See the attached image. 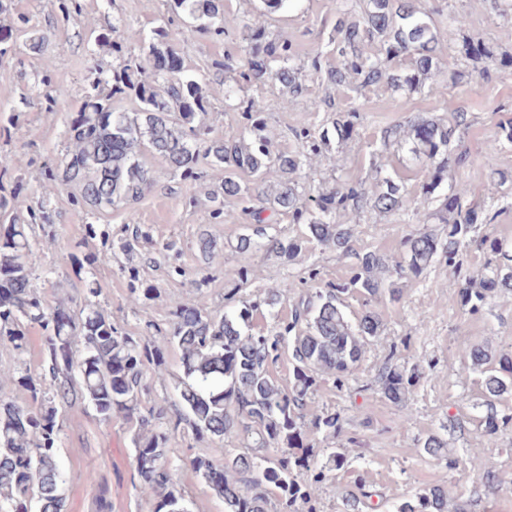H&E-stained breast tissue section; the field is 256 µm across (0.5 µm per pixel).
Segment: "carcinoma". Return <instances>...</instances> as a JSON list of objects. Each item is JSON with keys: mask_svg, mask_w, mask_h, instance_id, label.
Returning a JSON list of instances; mask_svg holds the SVG:
<instances>
[{"mask_svg": "<svg viewBox=\"0 0 512 512\" xmlns=\"http://www.w3.org/2000/svg\"><path fill=\"white\" fill-rule=\"evenodd\" d=\"M171 9L182 15V23L174 28L161 26L147 39L137 30H124L133 33L131 41L141 44L139 56L125 60L109 75L95 67L88 70L84 105L68 130L72 149L59 166L45 170L48 191L74 184L79 189L72 198L75 204L106 212L140 199L150 189L154 171L147 157L175 177L196 181L203 178L197 168L203 154L212 169L224 173V194L261 203L244 208L255 223H271L266 211L288 213L308 226V240L342 254L351 251L354 232L336 223L338 216L364 208L385 214L412 211L425 228L402 242L403 261L394 268L401 278L419 277L437 259L456 266L467 233L478 223H491L462 188L437 199L431 212L421 208L430 203L449 167L467 163L466 154L452 150L457 128L467 125L464 112L454 113L449 125L419 114L407 125L383 132L384 146L406 143L413 155L425 158L422 200L400 194L388 178L371 190L337 183L302 198L296 183L302 153L273 152L271 140L262 134L266 123L261 120L252 122L247 140L216 135L203 88L187 69L181 49L195 38L216 39L230 29L238 30L247 51L234 79L237 89L278 83L287 89V104L314 112L319 103L308 94L304 66L293 63L292 44L268 40L261 27L229 16L224 0H171ZM440 38L419 0H367L362 20H341L336 25L332 44L339 61L328 73L329 81L338 88L354 82L368 89L383 80L397 89L412 87L439 68ZM368 43L377 44L388 59L409 60L412 74L401 77L388 72L380 58L364 53ZM462 50L478 65L482 78L512 64V56L496 58L481 40L463 39ZM235 90L228 89L225 96L231 97ZM116 95L134 96L139 110L112 111L110 100ZM359 122L360 113L351 109L338 113L332 130L322 131L318 138L309 130L295 131L293 136L309 142L308 160L320 163L327 156L319 142L332 137L348 142L357 135ZM240 172L253 177L252 185L236 180ZM432 219L446 225V236L426 227ZM49 223L50 212L40 209L30 212L27 223L12 220L0 233V341L21 349L30 326L46 331L41 372L9 377L29 393L32 404L0 399V512H64L66 478L58 463V415L78 401L92 405L105 421L122 417L132 424L139 492L150 512H186L168 460L169 429L155 427L140 412L142 367L161 363L171 345L180 351L183 370L177 386L182 413L174 426L184 421L195 436L218 440L236 431L264 450L222 463L202 457L192 462L205 484L224 500V512H317L327 473L344 469L347 460L336 450L324 460L319 458L316 435L334 439L343 426L335 413L309 412V401L325 378L343 387L365 346L379 336L377 312L366 307L352 322L340 295L354 288L369 303L386 293L391 300L398 299L400 289L384 288L377 276L388 267L387 259L374 251L363 253L349 284H332L327 291L305 298L292 313V321L271 336L248 330L250 319L262 307L272 309L288 300L295 288L290 280L262 299L241 301L239 311L232 314L211 312L203 303L178 304L171 311L170 333L142 344L120 331L92 300L97 294L94 288L77 316L64 303L51 305L36 294L29 231L34 224ZM481 245L494 259L466 277L460 291L461 304L473 311L493 292L512 290V254L488 234ZM237 248L242 253L265 248L292 260L301 253L302 242L272 238L264 243L248 234L238 239ZM285 353L292 365L286 386L271 370ZM470 358L473 369L483 375L489 408L484 433L491 438L500 429L495 400L512 392V351L477 346ZM421 377L415 364L405 367L388 361L378 383L383 397L403 409ZM47 379L54 385L50 396L43 389ZM422 448L453 467L448 440L432 434ZM398 512H448V489L425 488L404 501Z\"/></svg>", "mask_w": 512, "mask_h": 512, "instance_id": "obj_1", "label": "carcinoma"}]
</instances>
